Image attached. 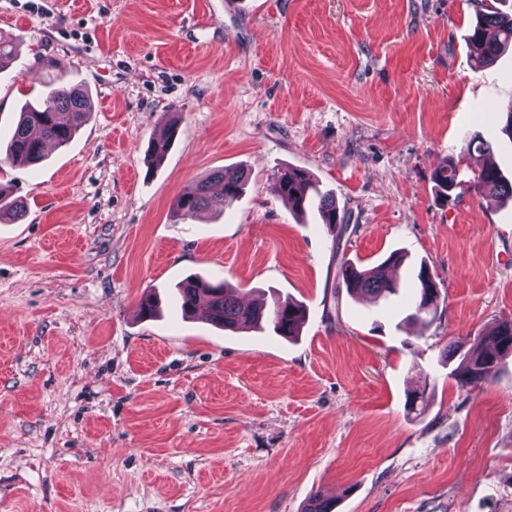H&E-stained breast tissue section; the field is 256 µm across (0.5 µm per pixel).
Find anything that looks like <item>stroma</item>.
<instances>
[{
	"mask_svg": "<svg viewBox=\"0 0 512 512\" xmlns=\"http://www.w3.org/2000/svg\"><path fill=\"white\" fill-rule=\"evenodd\" d=\"M473 0H0L21 36L0 72V136L46 86L92 112L40 164L0 162L24 203L0 220V512H512V356L470 391L450 342L512 318V53L473 66ZM164 162L150 141L172 116ZM460 158L455 200L433 175ZM242 166L232 206L194 218L189 182ZM305 170L348 226L293 215L274 173ZM406 261L397 294L353 300L340 260ZM441 291L418 335L416 273ZM227 280L306 309L299 336L223 330L144 291ZM425 392L416 409L408 393ZM177 134L176 122L169 123V128L163 138L155 139L151 142L147 155L152 166H158L168 154L172 141ZM492 150V143L480 136L474 135L465 141L460 148L457 162H455L453 158H450L446 165L440 167L434 173L433 179L439 194L448 198L450 193L461 185V181H458V163L461 162L460 158L474 151L490 154ZM473 187L481 197H490L499 201H512V180L491 162H487L473 179Z\"/></svg>",
	"mask_w": 512,
	"mask_h": 512,
	"instance_id": "35a3bbf8",
	"label": "stroma"
}]
</instances>
